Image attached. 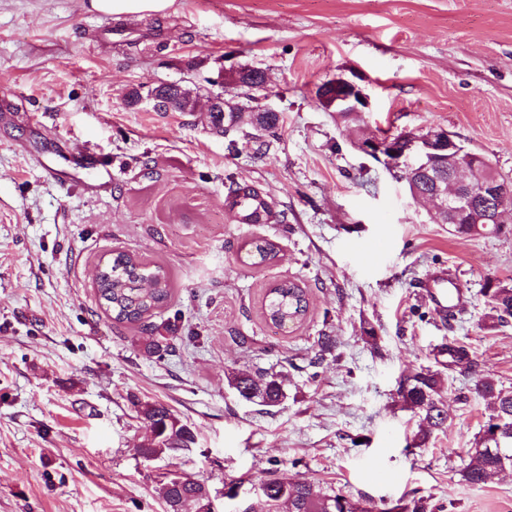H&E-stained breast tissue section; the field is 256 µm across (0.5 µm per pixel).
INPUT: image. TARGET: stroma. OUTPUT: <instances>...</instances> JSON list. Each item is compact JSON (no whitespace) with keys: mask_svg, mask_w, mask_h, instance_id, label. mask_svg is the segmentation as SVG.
<instances>
[{"mask_svg":"<svg viewBox=\"0 0 512 512\" xmlns=\"http://www.w3.org/2000/svg\"><path fill=\"white\" fill-rule=\"evenodd\" d=\"M222 66L265 72L246 105L276 111V136L125 103L167 82L207 102ZM350 72L370 108L344 121L317 91ZM434 125L512 184V0H176L121 19L80 0H0V512H167L158 489L175 475L231 512L225 482L276 469L365 507L512 512V470L462 477L487 416L477 376L512 390V322L484 294L512 284V222L457 235L355 145ZM232 180L286 223H240L224 205ZM265 240L277 259L249 264L245 244ZM118 250L170 277L148 325L99 305L95 272ZM442 271L460 290L444 318L420 288ZM282 280L309 301L289 330L263 315ZM325 335L336 346L313 364ZM161 336L171 350L148 355ZM452 341L476 375L442 370ZM427 367L448 421L414 448L422 421L398 389ZM255 370L282 375L278 405L229 386ZM137 398L169 407L194 444L141 457Z\"/></svg>","mask_w":512,"mask_h":512,"instance_id":"obj_1","label":"stroma"}]
</instances>
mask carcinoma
I'll list each match as a JSON object with an SVG mask.
<instances>
[{
    "instance_id": "carcinoma-1",
    "label": "carcinoma",
    "mask_w": 512,
    "mask_h": 512,
    "mask_svg": "<svg viewBox=\"0 0 512 512\" xmlns=\"http://www.w3.org/2000/svg\"><path fill=\"white\" fill-rule=\"evenodd\" d=\"M198 87H183L179 101L182 112H194L197 106ZM258 125L267 132L277 128L278 117L274 112H248L245 107L226 98L210 113L208 127L225 133L244 122ZM225 205L244 217L246 224H263L272 215L266 199L252 187L230 182ZM171 283L161 267L126 253L112 254L100 270L96 293L100 306L116 322L138 323L154 315L170 297ZM496 319L501 324L512 319V285L488 281L485 288ZM308 308L306 293L294 281H281L266 293L264 314L277 327L299 323ZM448 352V370L461 375L475 373L477 366L474 353L461 344L445 347ZM229 382L246 400L257 399L272 406L284 397L282 381L274 375L256 372L234 374ZM408 391L402 396L405 404L421 414L424 427L413 438V445L425 444L430 435L444 428L447 414L441 402V373L429 368L407 378ZM477 390L489 399L488 416L483 435L476 443L491 444L497 448L494 454L484 452L470 457L462 476L470 484L479 485L493 473L512 468V391L496 387L488 376L479 378ZM138 414L146 429L139 454L157 457L167 451L186 448L194 442L190 428L166 406L155 402L138 405ZM205 483L188 477H173L161 483L160 494L168 512H183L186 503L207 495ZM262 507L257 512H278L281 503H288V512H371L350 497L335 492L325 494L315 490L306 480L293 479L271 472L261 482Z\"/></svg>"
}]
</instances>
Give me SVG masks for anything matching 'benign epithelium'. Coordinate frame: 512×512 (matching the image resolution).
<instances>
[{
	"label": "benign epithelium",
	"mask_w": 512,
	"mask_h": 512,
	"mask_svg": "<svg viewBox=\"0 0 512 512\" xmlns=\"http://www.w3.org/2000/svg\"><path fill=\"white\" fill-rule=\"evenodd\" d=\"M327 87L332 92L323 89L320 95L330 112L359 113L370 106L364 89L342 74L332 78ZM181 89L179 83H166L159 95L147 98V104L155 108L161 102L173 112ZM357 149L408 181L414 196L420 179L434 184L437 211L447 214L452 225L503 224L512 211V187L499 180L484 156L466 150L440 126L430 127L420 141L408 133L400 139L373 136L359 141Z\"/></svg>",
	"instance_id": "1"
}]
</instances>
